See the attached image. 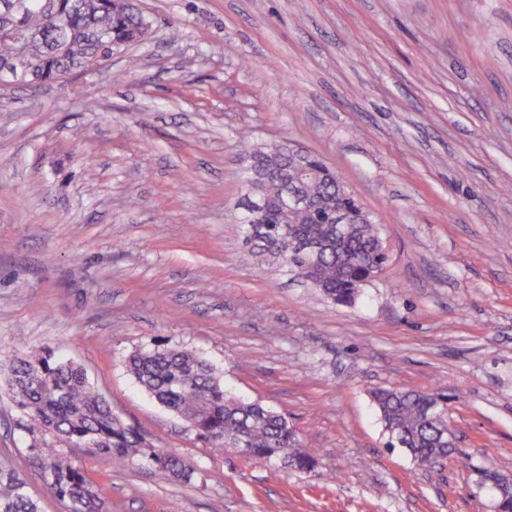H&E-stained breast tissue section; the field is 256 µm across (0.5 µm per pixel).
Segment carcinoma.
I'll return each mask as SVG.
<instances>
[{
    "mask_svg": "<svg viewBox=\"0 0 512 512\" xmlns=\"http://www.w3.org/2000/svg\"><path fill=\"white\" fill-rule=\"evenodd\" d=\"M23 9L0 12V68L18 57L33 62L29 80L52 82L84 70L93 61L108 59L112 49L143 37L149 21L129 0H23ZM243 147L253 165L268 174L266 220L259 234L283 249L295 239H309L324 247L312 261L294 252L290 267L308 276L330 299L351 303L383 266L378 225L348 224L342 233L326 223L336 208H349L342 181L299 171L321 163L317 157L278 156L270 150ZM288 176L316 203L311 212L294 210L284 199L280 179ZM127 370L159 404L177 414L213 448L251 459L273 462L302 472L313 471L318 458L299 447L288 419L258 402L229 397L221 378L204 359L177 348L138 351L125 361ZM8 388L23 413L29 436L28 451L41 470L47 492L69 504V512H106L96 484L75 462L69 448L90 444L116 464L148 458L177 480L188 483L195 472L185 458L149 445L134 427L112 412L106 398L83 369L52 354L27 347L8 367ZM373 401L385 428L422 467L444 455L451 430L448 403L437 391L380 388ZM0 512H40L27 482L13 469L0 468Z\"/></svg>",
    "mask_w": 512,
    "mask_h": 512,
    "instance_id": "1",
    "label": "carcinoma"
}]
</instances>
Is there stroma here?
<instances>
[{
    "mask_svg": "<svg viewBox=\"0 0 512 512\" xmlns=\"http://www.w3.org/2000/svg\"><path fill=\"white\" fill-rule=\"evenodd\" d=\"M132 2L148 33L107 66L0 85V463L68 512L5 389L26 345L196 469L73 449L108 512H495L476 484L512 474V0ZM245 140L317 154L371 213L387 262L354 303L247 243ZM164 347L285 415L316 470L213 453L125 367ZM379 387L447 390L470 467L392 445Z\"/></svg>",
    "mask_w": 512,
    "mask_h": 512,
    "instance_id": "35a3bbf8",
    "label": "stroma"
}]
</instances>
